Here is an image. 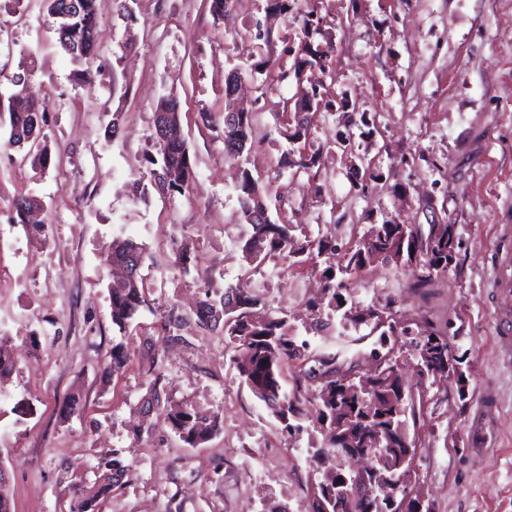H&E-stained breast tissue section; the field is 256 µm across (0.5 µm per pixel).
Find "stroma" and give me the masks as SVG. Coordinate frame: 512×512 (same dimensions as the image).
I'll return each mask as SVG.
<instances>
[{"instance_id": "35a3bbf8", "label": "stroma", "mask_w": 512, "mask_h": 512, "mask_svg": "<svg viewBox=\"0 0 512 512\" xmlns=\"http://www.w3.org/2000/svg\"><path fill=\"white\" fill-rule=\"evenodd\" d=\"M317 5L321 28L303 32ZM98 0L100 70L78 76L59 48L42 0H0V93L26 77L48 104L51 161L40 173L21 150L0 159V346L15 366L0 381V469L13 512H70L74 484L94 480L100 462L124 476L95 512H311L328 450L314 418L287 433L243 383L221 327L199 325L205 297L243 285L269 317L286 318L305 340L284 382L295 386L313 359L331 355L336 376L356 380L398 364L421 392L410 488L432 512H512V371L494 351L495 317L486 286L498 242L512 224V0H242L214 17L208 0ZM270 39L259 38V30ZM333 45L325 80L330 107L309 115L311 173L282 167L291 150L281 129L301 96L295 78L270 82L259 64L292 69L288 41ZM241 77L255 115L249 152L224 157V84ZM175 95L182 134L196 164L182 193L151 184L154 105ZM118 123L116 136L106 129ZM349 136L363 164L336 147ZM268 189L272 220L325 240L306 265L275 256L241 259L247 237L236 192L240 168ZM42 202L46 231L14 223V201ZM451 224L458 246L447 271L414 287L416 270L378 264L352 273L346 307L385 306L396 321L446 334L460 375L421 382L410 337H381L345 320L322 295L323 270L369 225ZM145 244L140 273L147 307L126 329L113 325L112 278L102 263L114 237ZM188 252L187 264L176 257ZM180 322L164 331L167 318ZM130 359L112 368V345ZM163 401L221 415L224 428L192 447L164 410L142 415L151 385ZM76 412H69L71 396ZM496 400L486 453L472 450L479 403Z\"/></svg>"}]
</instances>
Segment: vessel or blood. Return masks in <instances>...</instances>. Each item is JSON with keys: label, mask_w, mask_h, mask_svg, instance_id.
Returning <instances> with one entry per match:
<instances>
[{"label": "vessel or blood", "mask_w": 512, "mask_h": 512, "mask_svg": "<svg viewBox=\"0 0 512 512\" xmlns=\"http://www.w3.org/2000/svg\"><path fill=\"white\" fill-rule=\"evenodd\" d=\"M495 232L500 247L489 276L496 321L494 348L506 364L512 362V225H496Z\"/></svg>", "instance_id": "vessel-or-blood-1"}]
</instances>
